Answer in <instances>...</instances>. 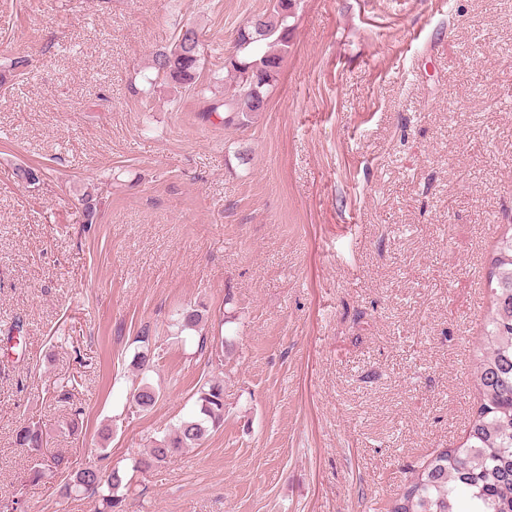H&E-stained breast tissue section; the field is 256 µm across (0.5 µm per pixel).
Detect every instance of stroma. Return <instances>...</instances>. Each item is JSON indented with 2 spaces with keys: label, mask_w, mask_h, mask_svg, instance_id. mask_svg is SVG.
<instances>
[{
  "label": "stroma",
  "mask_w": 512,
  "mask_h": 512,
  "mask_svg": "<svg viewBox=\"0 0 512 512\" xmlns=\"http://www.w3.org/2000/svg\"><path fill=\"white\" fill-rule=\"evenodd\" d=\"M269 6L0 0V64L28 61L0 87V331L24 322L0 355V506L95 505L64 473L30 479L20 426L73 468L126 467L209 379L223 426L134 475L128 512H375L465 442L488 260L512 224V0H302L240 129L157 78L153 53L192 27L200 86L222 96L236 30ZM190 306L202 332L177 330ZM144 379L147 411L130 404Z\"/></svg>",
  "instance_id": "1"
}]
</instances>
